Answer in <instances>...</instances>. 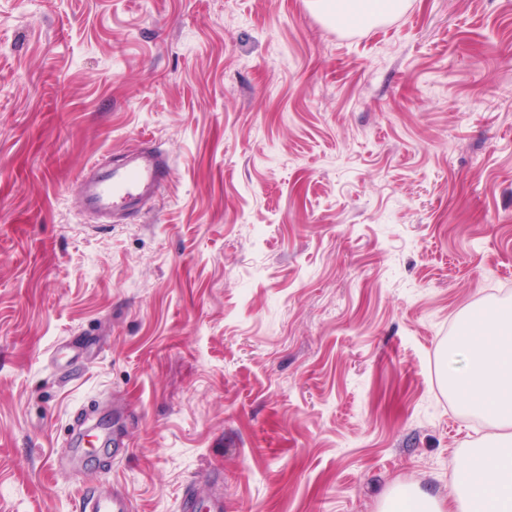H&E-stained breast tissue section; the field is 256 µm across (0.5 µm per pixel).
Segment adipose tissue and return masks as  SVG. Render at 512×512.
<instances>
[{"label":"adipose tissue","mask_w":512,"mask_h":512,"mask_svg":"<svg viewBox=\"0 0 512 512\" xmlns=\"http://www.w3.org/2000/svg\"><path fill=\"white\" fill-rule=\"evenodd\" d=\"M401 0H313L317 12L367 26L398 11ZM461 334L442 347V378L466 413L481 417L487 439L451 466L447 501L414 485L399 489L384 512H512V306L488 304L462 318Z\"/></svg>","instance_id":"ef3b65f1"}]
</instances>
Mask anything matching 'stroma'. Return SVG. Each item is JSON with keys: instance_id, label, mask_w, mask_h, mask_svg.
I'll use <instances>...</instances> for the list:
<instances>
[{"instance_id": "35a3bbf8", "label": "stroma", "mask_w": 512, "mask_h": 512, "mask_svg": "<svg viewBox=\"0 0 512 512\" xmlns=\"http://www.w3.org/2000/svg\"><path fill=\"white\" fill-rule=\"evenodd\" d=\"M144 143L168 183L93 229L83 167ZM503 300L512 0H0V512L447 499L489 429L439 347ZM90 402L121 458L69 443ZM312 8L317 12L342 19L349 26H367L377 19L398 11L400 0H312ZM211 478L201 480L194 488L185 495L181 510L183 512H224V498L211 494L201 489ZM82 512H132L128 497L117 487L89 493L80 500Z\"/></svg>"}]
</instances>
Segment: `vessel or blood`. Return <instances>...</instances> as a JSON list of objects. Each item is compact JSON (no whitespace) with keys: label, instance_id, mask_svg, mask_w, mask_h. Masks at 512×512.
I'll use <instances>...</instances> for the list:
<instances>
[{"label":"vessel or blood","instance_id":"1","mask_svg":"<svg viewBox=\"0 0 512 512\" xmlns=\"http://www.w3.org/2000/svg\"><path fill=\"white\" fill-rule=\"evenodd\" d=\"M172 172L168 155L153 147L126 151L121 165L87 169L78 184L81 208L98 218L134 216L168 182ZM81 512H132L128 497L120 489L83 496ZM182 512H224L220 496L194 487L185 495Z\"/></svg>","mask_w":512,"mask_h":512}]
</instances>
